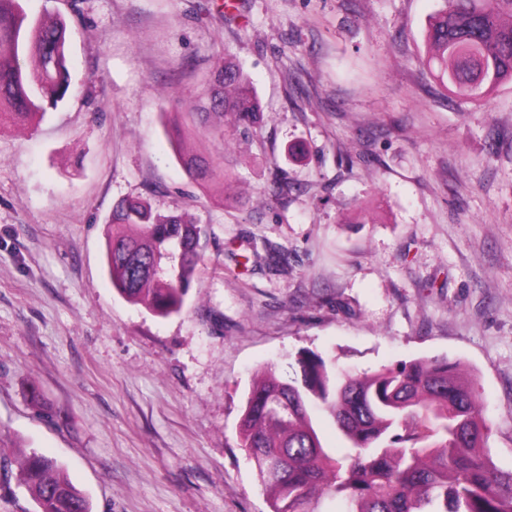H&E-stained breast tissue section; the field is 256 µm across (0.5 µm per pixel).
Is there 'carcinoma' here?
<instances>
[{
    "label": "carcinoma",
    "mask_w": 512,
    "mask_h": 512,
    "mask_svg": "<svg viewBox=\"0 0 512 512\" xmlns=\"http://www.w3.org/2000/svg\"><path fill=\"white\" fill-rule=\"evenodd\" d=\"M426 64L445 90L485 100L512 82V0H443L427 21ZM68 24L33 17L23 0H0V127L42 117L71 85ZM260 112L243 68L224 60L209 81L207 103L189 113L224 118L245 133ZM203 183L206 160H186ZM106 260L112 286L158 316L181 310L200 261L202 229L182 214H161L140 198L112 210ZM300 376L282 381L258 373L238 427L271 512H319L327 496L342 512H512V469L497 467L474 379L445 358L415 359L372 374L336 373L321 355L297 359ZM327 412L346 442L322 445L309 407ZM15 464L18 485L36 512H92L88 497L57 461L32 452L0 458Z\"/></svg>",
    "instance_id": "cac0c4a2"
}]
</instances>
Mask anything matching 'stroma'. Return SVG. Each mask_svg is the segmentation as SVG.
Listing matches in <instances>:
<instances>
[{
    "label": "stroma",
    "instance_id": "35a3bbf8",
    "mask_svg": "<svg viewBox=\"0 0 512 512\" xmlns=\"http://www.w3.org/2000/svg\"><path fill=\"white\" fill-rule=\"evenodd\" d=\"M239 2L29 0L67 20L72 84L0 129L8 456L55 458L92 512H270L242 407L257 370L291 379L310 350L340 372L459 364L512 468V83L476 102L440 87L423 59L442 0ZM228 56L262 113L223 143L187 109ZM127 197L204 232L180 313L112 286L108 220ZM255 242L286 266L244 262Z\"/></svg>",
    "mask_w": 512,
    "mask_h": 512
}]
</instances>
